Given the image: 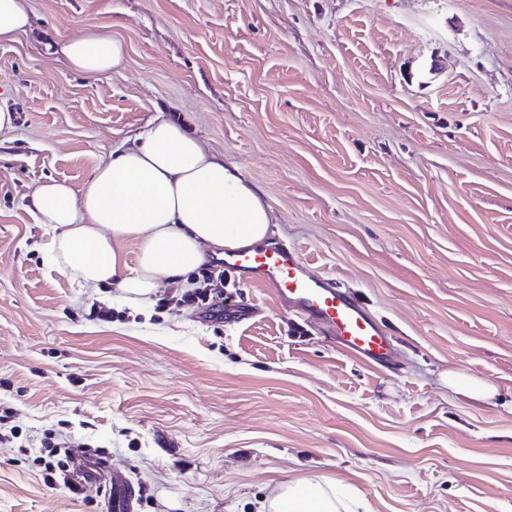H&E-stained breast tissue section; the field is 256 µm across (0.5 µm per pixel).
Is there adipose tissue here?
Here are the masks:
<instances>
[{
  "label": "adipose tissue",
  "instance_id": "obj_1",
  "mask_svg": "<svg viewBox=\"0 0 512 512\" xmlns=\"http://www.w3.org/2000/svg\"><path fill=\"white\" fill-rule=\"evenodd\" d=\"M61 54L77 72L119 67L120 45L99 32L64 41ZM28 202L56 232V261L80 287L112 283L127 300L148 302L161 278L179 279L209 251L247 249L266 239L270 215L259 189L237 166L206 152L197 138L159 119L129 148L113 154L81 189L53 179L33 185ZM139 243L135 266L122 259ZM313 501L295 504L298 491ZM273 512H348L337 483L323 477L288 482Z\"/></svg>",
  "mask_w": 512,
  "mask_h": 512
}]
</instances>
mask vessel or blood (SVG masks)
I'll list each match as a JSON object with an SVG mask.
<instances>
[{"instance_id": "b4317fda", "label": "vessel or blood", "mask_w": 512, "mask_h": 512, "mask_svg": "<svg viewBox=\"0 0 512 512\" xmlns=\"http://www.w3.org/2000/svg\"><path fill=\"white\" fill-rule=\"evenodd\" d=\"M224 270L239 272L252 282L273 289L301 319L335 337L342 350L372 364L382 363L389 350L385 331L366 307L347 289L329 279L310 276L300 251L292 246L228 250ZM112 483L114 512H131L126 481L113 478L105 461L89 459L74 476L75 483Z\"/></svg>"}]
</instances>
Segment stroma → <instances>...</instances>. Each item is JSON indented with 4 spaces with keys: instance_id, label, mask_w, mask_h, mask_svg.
Instances as JSON below:
<instances>
[{
    "instance_id": "1",
    "label": "stroma",
    "mask_w": 512,
    "mask_h": 512,
    "mask_svg": "<svg viewBox=\"0 0 512 512\" xmlns=\"http://www.w3.org/2000/svg\"><path fill=\"white\" fill-rule=\"evenodd\" d=\"M26 4L0 42V512H111L45 481L60 433L105 449L133 512H270L315 476L356 512H512V0ZM93 29L118 70L59 53ZM158 117L259 186L270 242L387 328L386 367L232 273L240 324L179 282L135 306L54 261L31 185L81 188ZM451 370L496 396L461 399Z\"/></svg>"
}]
</instances>
